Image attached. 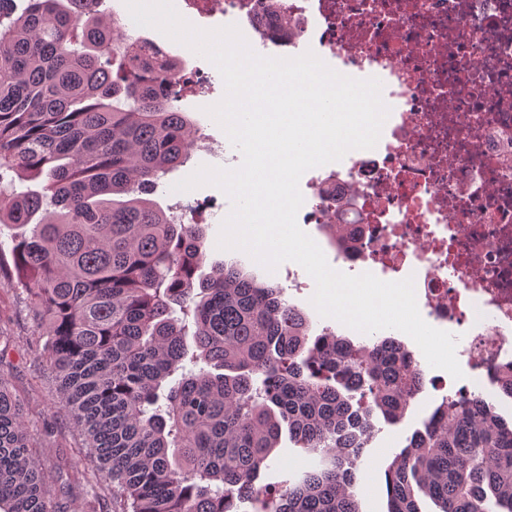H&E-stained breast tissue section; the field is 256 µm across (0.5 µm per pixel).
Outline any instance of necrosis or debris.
Masks as SVG:
<instances>
[{"label": "necrosis or debris", "instance_id": "4bbe7bcc", "mask_svg": "<svg viewBox=\"0 0 512 512\" xmlns=\"http://www.w3.org/2000/svg\"><path fill=\"white\" fill-rule=\"evenodd\" d=\"M243 24L262 51L322 50L375 78L389 115L371 152L307 183L303 221L341 225L336 256L413 278L478 383L512 363V0H181Z\"/></svg>", "mask_w": 512, "mask_h": 512}]
</instances>
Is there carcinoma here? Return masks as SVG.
<instances>
[{
	"mask_svg": "<svg viewBox=\"0 0 512 512\" xmlns=\"http://www.w3.org/2000/svg\"><path fill=\"white\" fill-rule=\"evenodd\" d=\"M0 0V286L43 324L61 403L116 512H358L374 412L399 421L424 386L386 337L325 334L232 264L198 274L195 210L150 199L188 159L191 83L145 76L104 0ZM30 183L17 191L16 183ZM181 372L165 397L162 382ZM493 382L512 399V367ZM319 464L257 484L283 430ZM388 512H512V423L476 395L437 406L386 470ZM0 512H52L0 383Z\"/></svg>",
	"mask_w": 512,
	"mask_h": 512,
	"instance_id": "carcinoma-1",
	"label": "carcinoma"
}]
</instances>
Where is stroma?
<instances>
[{
  "label": "stroma",
  "mask_w": 512,
  "mask_h": 512,
  "mask_svg": "<svg viewBox=\"0 0 512 512\" xmlns=\"http://www.w3.org/2000/svg\"><path fill=\"white\" fill-rule=\"evenodd\" d=\"M144 36L163 41L172 54L182 58L186 73L204 70L205 84L199 94L186 97L184 106L195 128L189 158L164 177L154 194L161 208L173 205L193 206L195 201L217 199L224 212H231L232 202L218 188L202 186L187 192L174 191L177 182L192 174L200 166L235 168L240 166L242 155L238 149L227 145V136L205 109L224 96V82L217 68L207 59L186 46L164 39L156 29L143 28ZM213 138L226 145L222 158H215L201 146L202 138ZM206 226V259L204 272L223 262L234 261L258 282L278 286L288 304L304 311L312 321L313 334L332 332L357 345L372 344L390 336L402 342L416 360L424 355L418 345L398 330H378L362 333L339 321L320 316L310 299L315 292V282L297 263L287 261L276 271H267L249 255L236 250L217 247L221 218L203 213ZM46 338L40 322L34 317L25 297L0 287V381L5 382L20 407V413L30 434L36 440L34 455L38 460L51 490L55 512H81L85 499L92 493H105L85 460V440L73 414L62 406L57 381L44 356ZM425 387L415 397L403 420L395 425L375 418L372 433L359 464V483L355 493L360 512H387L385 470L392 458L404 448L412 434L420 429L431 411L442 399L454 395L470 385V378L453 379L446 371L425 367ZM311 462L310 457L290 440H282L269 470L263 471L260 481L273 484L285 479H297Z\"/></svg>",
  "instance_id": "35a3bbf8"
}]
</instances>
